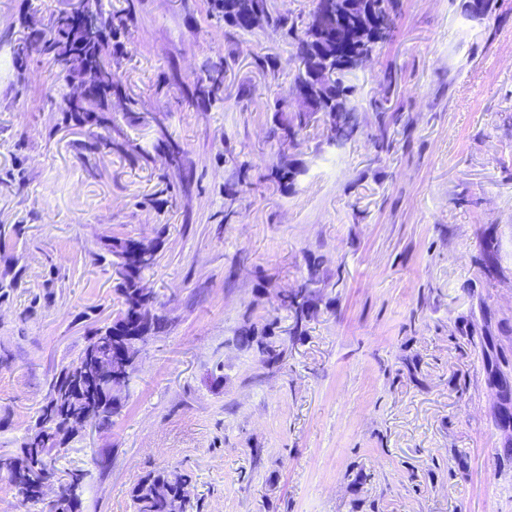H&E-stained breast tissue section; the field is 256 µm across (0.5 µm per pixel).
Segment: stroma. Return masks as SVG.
Masks as SVG:
<instances>
[{
	"mask_svg": "<svg viewBox=\"0 0 512 512\" xmlns=\"http://www.w3.org/2000/svg\"><path fill=\"white\" fill-rule=\"evenodd\" d=\"M209 2L103 0L135 8L110 112L128 151L87 159L88 128L63 125L48 95L51 63L33 58L20 81L9 56L23 17L46 24L61 0H0V281L17 282L0 298V453H18L48 379L118 316L105 246L137 238L158 245L146 280L166 325L111 427L56 459L86 471L84 512H132L133 486L158 470L192 476L189 512H512L470 338L486 305L512 325V0L482 16L398 0L392 36L349 78L358 133L334 145L316 116L288 150L303 172L285 191L270 129L296 48L274 26L216 20ZM208 63L223 92L196 106L182 88ZM163 133L191 184H165ZM487 236L491 276L476 262ZM316 260L295 336L278 296ZM250 326L270 329L279 363L238 344Z\"/></svg>",
	"mask_w": 512,
	"mask_h": 512,
	"instance_id": "1",
	"label": "stroma"
}]
</instances>
